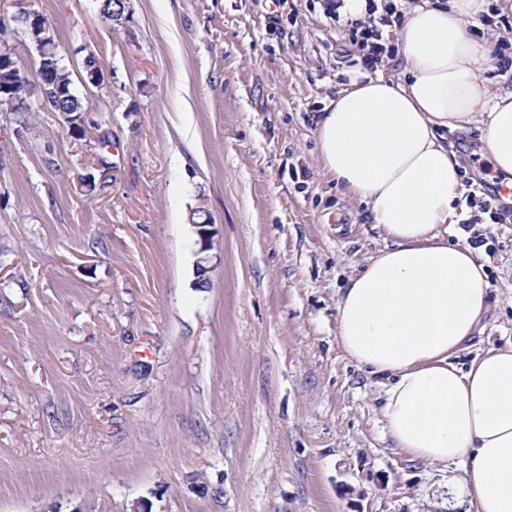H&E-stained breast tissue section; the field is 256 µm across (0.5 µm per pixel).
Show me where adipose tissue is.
<instances>
[{"label":"adipose tissue","mask_w":512,"mask_h":512,"mask_svg":"<svg viewBox=\"0 0 512 512\" xmlns=\"http://www.w3.org/2000/svg\"><path fill=\"white\" fill-rule=\"evenodd\" d=\"M485 0H423L396 33L400 71L343 73L315 123L325 169L370 211L384 246L337 301V341L385 377L381 414L412 460L464 466L476 512H512V345L455 362L489 306L486 265L449 242L461 195L448 135L480 123L496 171L512 176V91L490 90V49L469 34Z\"/></svg>","instance_id":"obj_1"}]
</instances>
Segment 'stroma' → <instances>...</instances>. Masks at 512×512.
Here are the masks:
<instances>
[{"label":"stroma","instance_id":"1","mask_svg":"<svg viewBox=\"0 0 512 512\" xmlns=\"http://www.w3.org/2000/svg\"><path fill=\"white\" fill-rule=\"evenodd\" d=\"M327 3L127 0L117 25L31 0L109 142L0 112V512H475L462 465L395 448L380 377L336 343L384 239L317 147L360 59ZM481 135L451 136L490 284L462 367L512 344V223L471 205L495 193ZM196 228L197 245L199 255L196 264V275L198 283L208 281L211 266L209 265L208 252L212 249L213 245V226L209 217H205L199 224H193Z\"/></svg>","mask_w":512,"mask_h":512}]
</instances>
